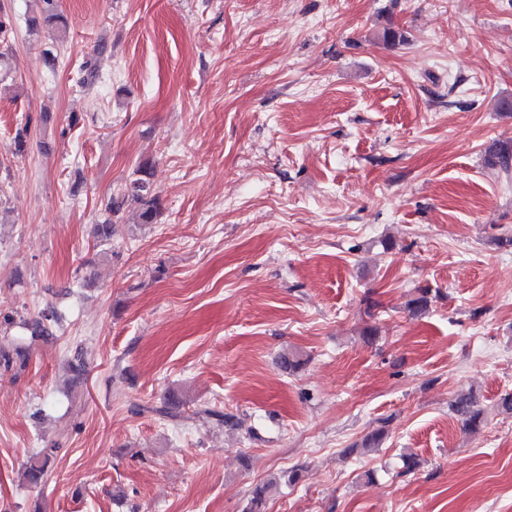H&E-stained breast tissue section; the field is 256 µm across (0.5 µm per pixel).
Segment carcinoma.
Listing matches in <instances>:
<instances>
[{
  "instance_id": "obj_1",
  "label": "carcinoma",
  "mask_w": 512,
  "mask_h": 512,
  "mask_svg": "<svg viewBox=\"0 0 512 512\" xmlns=\"http://www.w3.org/2000/svg\"><path fill=\"white\" fill-rule=\"evenodd\" d=\"M488 163L492 166H499L503 170L512 169V140L501 141ZM138 172L141 177L129 182L123 193L110 198L105 204L108 216L104 221L95 225L96 243L107 245L112 241L116 224L122 220V211L129 209L136 211L138 223L153 224L159 213L158 203L155 197L151 196V186L145 167H140ZM429 290L422 288L419 296L409 301L406 309L412 316H419L426 312L429 305ZM306 364V360L296 352H290L280 356V368L282 371L294 375ZM454 413L462 422L463 428L474 433L480 430L485 422L483 410L477 408L476 397L473 393H462L456 396L451 404ZM53 449L45 448L40 454L31 458L25 467L24 476L31 484H38L47 472L51 461ZM276 489V482L267 481L255 486L250 491L249 506L246 512H265V505L271 492Z\"/></svg>"
}]
</instances>
